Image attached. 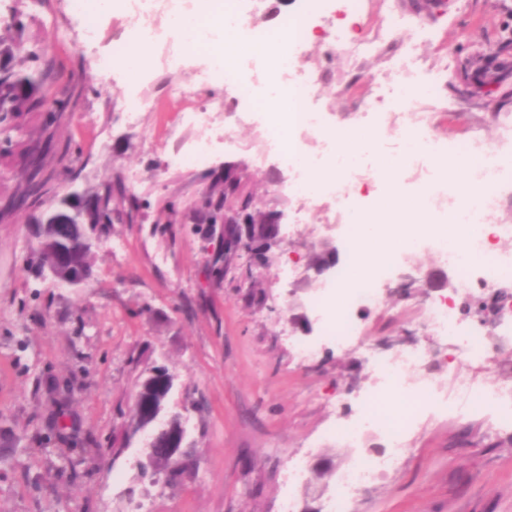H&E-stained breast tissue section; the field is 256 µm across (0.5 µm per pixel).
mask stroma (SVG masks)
<instances>
[{"label":"stroma","instance_id":"obj_1","mask_svg":"<svg viewBox=\"0 0 512 512\" xmlns=\"http://www.w3.org/2000/svg\"><path fill=\"white\" fill-rule=\"evenodd\" d=\"M400 7L424 29L423 56L434 67L444 56L458 63L512 37V0H445L428 11L400 0ZM0 8V37L12 45L14 64L46 72L51 96L70 102L54 138L75 157L78 176L67 177L57 154L47 155V203L133 173L140 203L135 223L101 229L90 286L78 295L30 266L31 210L0 213V512H278L287 491L295 512H323L335 480L316 468L348 463L353 451L336 421L350 417L370 388L378 360L421 345L443 359L445 388L460 377L483 385L500 378L507 357L448 362L446 339L418 326L393 296L358 313L359 344L344 351L325 339L315 310L325 283L306 277L309 255L327 244L346 267L350 241L318 214L297 223L298 201L280 184L286 173L263 157L244 111H213L214 125L230 127L232 139L217 145L207 166L168 163L181 116L197 100L199 60L172 76L160 57L148 58L134 87L126 75L106 76L92 64L110 53L124 13L103 15L95 44L80 48L60 38L73 23L67 0H42L38 10L31 0H0ZM43 47L46 60H33ZM385 66L378 54L336 58L331 80L320 83L330 123L358 125L353 106L367 90L364 79ZM478 79L472 71L443 84L433 105L447 115L438 134L462 139L480 129L491 138L512 115V71L474 106L459 90ZM134 88L153 106L131 127L115 103ZM231 165L248 175L259 208L284 214L283 241L269 252L256 298L225 275L224 227L205 221V196ZM304 315L314 321L312 333L302 330ZM302 341L316 344V356H297ZM158 367L175 377L172 399L198 462L176 484L139 475L144 435H128L124 418L137 380ZM493 418L485 409L464 420L426 419L396 471L357 496L356 512H512V430H492ZM300 456L305 479L286 489L288 467ZM73 466L82 473L75 481L65 475Z\"/></svg>","mask_w":512,"mask_h":512}]
</instances>
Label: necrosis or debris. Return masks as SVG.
I'll return each mask as SVG.
<instances>
[{
  "mask_svg": "<svg viewBox=\"0 0 512 512\" xmlns=\"http://www.w3.org/2000/svg\"><path fill=\"white\" fill-rule=\"evenodd\" d=\"M261 0H224V24L247 31L250 38L264 48L262 54L242 61L233 50L223 57L208 51L209 16L201 0H112V9L129 19L127 33L114 35L109 56L97 59L101 73L130 71L135 47L154 48L170 40L175 28L192 24L197 34L187 39L183 49L170 51L165 59L167 73L182 69L186 54L204 57L199 73L202 82L220 83L232 105H245L252 124L264 134L263 152L274 158L288 172V184L295 193L319 202L332 216L333 224L347 229L353 219L371 211L389 208L386 196L364 197L343 202L340 186L348 181L370 184L381 181L378 169L364 158L347 159L336 154L337 140L325 129L324 111L315 109L316 79L304 65L305 45L317 30L335 26L337 11L358 13L364 0H300L297 12L271 28L256 20ZM382 28L394 38L395 49L386 53L388 71L383 79H368V92L357 106L375 132L381 151H390L387 137L389 125L399 127L400 140H412L420 148L399 168L400 183L417 181L418 208L421 215L433 216L437 223H457L463 215L460 200L472 191H480L475 232L456 248H449L444 238L433 234L413 240L392 263L373 268L365 276L350 279L340 271L336 283V301L322 300L318 312L325 322V334L338 347L359 341L361 327L353 311L376 307L380 290L394 267L409 263L420 252L434 253L452 268L458 285L448 294L423 309L421 317L438 335L447 337L454 355L471 362H484L492 356L512 353V251L499 243L512 238V225L496 223L500 188L512 187V120L499 125V142L488 144L480 133L466 138L444 139L434 129V119L405 108L416 98L439 96L442 73L424 68L419 31H408V22L397 12L395 0H382ZM290 99L293 111H269L273 97ZM211 101L199 100L197 106L184 113L183 123L196 131L192 146L173 153L175 163L196 166L208 164L212 141L210 128ZM292 127L291 144H283L281 130ZM481 157L485 166L472 169L468 181L452 185L443 169L444 159L461 161ZM329 162L336 169V180L322 183L311 180L312 169ZM481 304L486 315L479 324L469 323L465 312L469 304ZM430 351L415 347L395 361L377 364L378 377L374 389L365 394L351 423L344 429L346 442L354 444L368 435L379 436L382 443L374 451L355 457L341 475L330 501L329 512H353L352 499L383 473L395 468L406 455V433L412 421L428 408L434 392L431 378H422L412 391L411 406L403 420L391 417L382 407V397L405 384L417 371L434 362ZM453 393L460 398V413L489 405L502 408L500 425L512 427V384L476 388L472 383L455 384Z\"/></svg>",
  "mask_w": 512,
  "mask_h": 512,
  "instance_id": "4bbe7bcc",
  "label": "necrosis or debris"
}]
</instances>
